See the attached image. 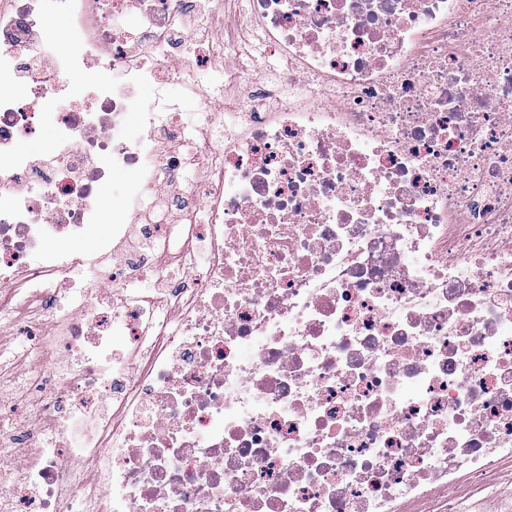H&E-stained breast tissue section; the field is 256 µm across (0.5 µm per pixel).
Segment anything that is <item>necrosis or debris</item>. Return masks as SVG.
I'll return each mask as SVG.
<instances>
[{"label": "necrosis or debris", "mask_w": 512, "mask_h": 512, "mask_svg": "<svg viewBox=\"0 0 512 512\" xmlns=\"http://www.w3.org/2000/svg\"><path fill=\"white\" fill-rule=\"evenodd\" d=\"M199 2L0 10V337L46 361L0 360V512H512V0H243L232 40ZM166 97L173 103L180 105L184 116H187L190 122L186 123L190 127L197 126L199 122L198 115V97H192L189 95L181 84L177 82H171L166 88ZM138 186V179L132 171H115L110 179L108 187L107 205L112 206V197L127 194L134 191Z\"/></svg>", "instance_id": "4bbe7bcc"}]
</instances>
